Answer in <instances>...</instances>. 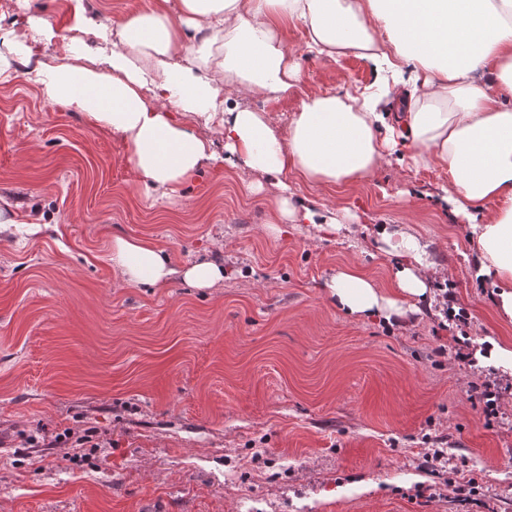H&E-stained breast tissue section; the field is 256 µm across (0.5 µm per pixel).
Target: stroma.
Wrapping results in <instances>:
<instances>
[{
  "label": "stroma",
  "mask_w": 512,
  "mask_h": 512,
  "mask_svg": "<svg viewBox=\"0 0 512 512\" xmlns=\"http://www.w3.org/2000/svg\"><path fill=\"white\" fill-rule=\"evenodd\" d=\"M286 41L296 94L239 97L280 129L306 95L373 82L365 60L307 54L301 26ZM407 155L347 188L293 182L358 221L278 232L271 178L213 167L151 202L119 139L26 78L0 85V196L39 227L0 241V512H512V376L472 358L512 323L475 276L445 176ZM376 224L447 272L432 308L393 324L347 314L326 286L350 264L391 278ZM117 236L177 267L223 263L224 279L127 285ZM431 448L446 468H426Z\"/></svg>",
  "instance_id": "obj_1"
}]
</instances>
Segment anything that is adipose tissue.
<instances>
[{"label":"adipose tissue","instance_id":"1","mask_svg":"<svg viewBox=\"0 0 512 512\" xmlns=\"http://www.w3.org/2000/svg\"><path fill=\"white\" fill-rule=\"evenodd\" d=\"M64 19L0 13V84L28 75L49 100L120 138L148 194L178 196L227 164L275 178L281 219L332 233L335 213L295 204L289 178L361 183L405 144L414 168L447 174L446 201L468 221L477 275L512 323V0H148L112 20L89 0H64ZM291 24L314 56L366 60L386 94L305 96L284 132L269 113L229 106L234 92L277 100L299 85ZM215 121L220 152L206 135ZM379 235L404 263L389 286L354 265L337 270L328 287L348 314L403 316L405 297L427 296L441 275L408 230ZM111 261L131 286L178 275L210 288L224 278L207 261L178 269L145 240L115 238Z\"/></svg>","mask_w":512,"mask_h":512}]
</instances>
